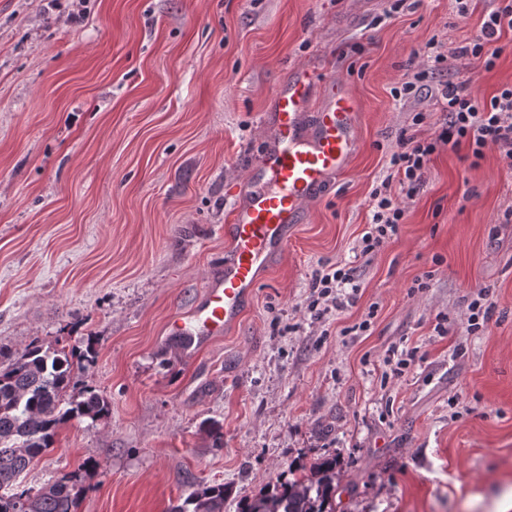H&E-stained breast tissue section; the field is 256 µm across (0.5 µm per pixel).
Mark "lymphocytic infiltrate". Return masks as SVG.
<instances>
[{"label":"lymphocytic infiltrate","instance_id":"lymphocytic-infiltrate-1","mask_svg":"<svg viewBox=\"0 0 512 512\" xmlns=\"http://www.w3.org/2000/svg\"><path fill=\"white\" fill-rule=\"evenodd\" d=\"M512 32V0H498L497 6L485 12L480 33L465 45L451 52L439 51L437 44L428 43L423 55L432 69L453 67L459 60L493 70L502 49L498 42L502 35ZM436 102L447 118L434 136L420 137L400 132L395 150L389 157L393 176L406 184L408 194H415L425 182V173L438 146L457 150L468 147L474 158L484 156L492 147L512 164V85L499 89L488 100H478L469 82L448 83L437 90ZM372 225L361 238L360 253H377L399 231L405 209L395 202L389 181H382L372 193ZM356 270L336 266L315 270L311 277L308 307L317 317L331 310H340L354 304L355 294L343 287L354 281Z\"/></svg>","mask_w":512,"mask_h":512}]
</instances>
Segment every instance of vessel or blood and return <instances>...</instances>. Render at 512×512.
Returning a JSON list of instances; mask_svg holds the SVG:
<instances>
[{"label": "vessel or blood", "mask_w": 512, "mask_h": 512, "mask_svg": "<svg viewBox=\"0 0 512 512\" xmlns=\"http://www.w3.org/2000/svg\"><path fill=\"white\" fill-rule=\"evenodd\" d=\"M361 103L341 78L299 68L272 100L263 153L244 179L249 191L224 227L227 244L216 275L189 314L168 322L180 352H199L237 325L260 277L288 250L307 204L356 155Z\"/></svg>", "instance_id": "obj_1"}]
</instances>
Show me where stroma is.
Instances as JSON below:
<instances>
[{"label": "stroma", "instance_id": "35a3bbf8", "mask_svg": "<svg viewBox=\"0 0 512 512\" xmlns=\"http://www.w3.org/2000/svg\"><path fill=\"white\" fill-rule=\"evenodd\" d=\"M387 6L0 0V346L94 340L97 360L74 380L112 405L105 421L60 426L23 488L74 472L88 488L79 512H167L222 484L224 512H238L333 455L336 512H496L512 489V166L494 149L474 163L439 147L398 234L368 259L359 243L413 113L429 135L443 121L431 89L468 79L487 99L511 85L512 34L492 71L460 62L397 97L412 51L464 45L493 2L464 18L452 0ZM302 67L361 101L360 148L242 322L184 358L167 323L223 255L271 98ZM336 264L356 267V301L315 318L311 275ZM482 289L495 312L470 333ZM394 348L413 355L399 375Z\"/></svg>", "mask_w": 512, "mask_h": 512}]
</instances>
